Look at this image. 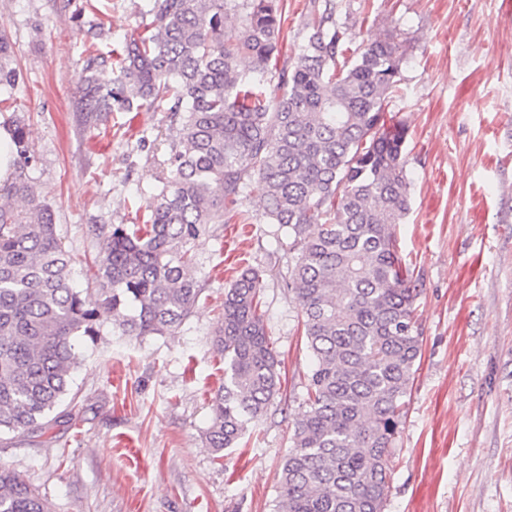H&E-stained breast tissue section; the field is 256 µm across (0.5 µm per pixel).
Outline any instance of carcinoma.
<instances>
[{
  "mask_svg": "<svg viewBox=\"0 0 512 512\" xmlns=\"http://www.w3.org/2000/svg\"><path fill=\"white\" fill-rule=\"evenodd\" d=\"M230 0H155L153 21L112 55L96 52L80 77L95 127L112 112L167 106L178 123L170 176L143 224L103 229L96 296L73 288L70 256L49 206L23 176L0 191V430L37 432L57 420L79 354L101 313L129 336L173 334L202 289L189 246L210 224L246 223L258 193L263 217L292 239L291 288L312 359L306 410L294 424L275 512H384L392 449L421 354L409 267L394 227L410 209L406 128L388 115L408 58L391 33L353 47L336 7L312 5L310 32L278 67L287 0H243L224 33ZM0 85H14L3 58ZM252 58L248 71L238 68ZM15 162L33 160L23 127ZM262 275L246 267L224 292L213 344L224 385L211 403L205 442L216 454L239 444L279 390V361L261 312ZM0 512H53L18 473L0 467Z\"/></svg>",
  "mask_w": 512,
  "mask_h": 512,
  "instance_id": "1",
  "label": "carcinoma"
}]
</instances>
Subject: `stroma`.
<instances>
[{
	"label": "stroma",
	"instance_id": "stroma-1",
	"mask_svg": "<svg viewBox=\"0 0 512 512\" xmlns=\"http://www.w3.org/2000/svg\"><path fill=\"white\" fill-rule=\"evenodd\" d=\"M312 0H287L280 57L307 33ZM356 41L400 29L409 61L389 112L408 128L411 209L396 227L412 271L421 356L390 463L385 512H512V0H341ZM154 0H0L15 73L0 122L20 120L26 175L54 214L76 288L94 293L97 229L135 224L177 142L163 109L80 122L89 45L123 50ZM212 224L191 246L203 289L171 335L128 336L102 314L59 406L35 433H0V466L55 512H273L310 353L289 287L290 244L265 222ZM263 273L261 311L280 360L279 392L239 447L205 445L224 382L213 345L237 270Z\"/></svg>",
	"mask_w": 512,
	"mask_h": 512
}]
</instances>
